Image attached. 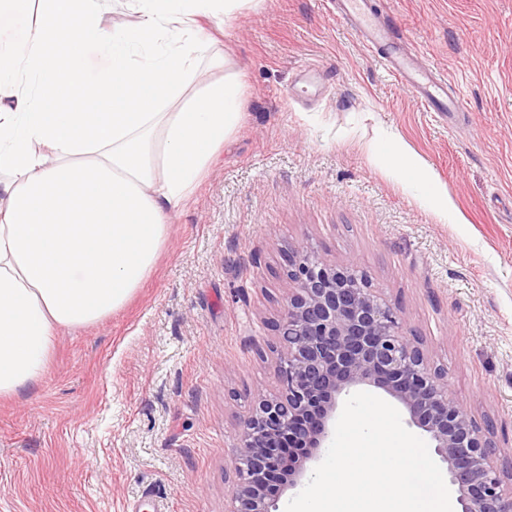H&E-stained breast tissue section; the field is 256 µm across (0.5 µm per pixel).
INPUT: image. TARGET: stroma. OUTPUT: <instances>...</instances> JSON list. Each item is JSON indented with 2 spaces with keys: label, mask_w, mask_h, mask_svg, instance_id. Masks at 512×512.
<instances>
[{
  "label": "stroma",
  "mask_w": 512,
  "mask_h": 512,
  "mask_svg": "<svg viewBox=\"0 0 512 512\" xmlns=\"http://www.w3.org/2000/svg\"><path fill=\"white\" fill-rule=\"evenodd\" d=\"M369 5L462 111L420 105L328 0H250L222 38L244 118L154 269L0 398V512H225L242 422L276 386L291 245L356 259L512 471V0Z\"/></svg>",
  "instance_id": "stroma-1"
}]
</instances>
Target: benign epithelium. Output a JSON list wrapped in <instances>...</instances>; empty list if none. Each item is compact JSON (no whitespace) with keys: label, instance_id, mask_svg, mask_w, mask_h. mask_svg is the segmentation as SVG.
Returning a JSON list of instances; mask_svg holds the SVG:
<instances>
[{"label":"benign epithelium","instance_id":"obj_1","mask_svg":"<svg viewBox=\"0 0 512 512\" xmlns=\"http://www.w3.org/2000/svg\"><path fill=\"white\" fill-rule=\"evenodd\" d=\"M284 308L274 324L278 389L257 397L234 447L226 512H277V486H296L330 441L339 399L382 390L426 433L446 465L458 512H512V484L491 465L492 425L479 427L448 393L429 351L352 261L289 247Z\"/></svg>","mask_w":512,"mask_h":512}]
</instances>
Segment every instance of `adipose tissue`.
Listing matches in <instances>:
<instances>
[{"instance_id":"1","label":"adipose tissue","mask_w":512,"mask_h":512,"mask_svg":"<svg viewBox=\"0 0 512 512\" xmlns=\"http://www.w3.org/2000/svg\"><path fill=\"white\" fill-rule=\"evenodd\" d=\"M248 0H0V397L42 375L62 327L101 321L151 272L243 119L203 27Z\"/></svg>"}]
</instances>
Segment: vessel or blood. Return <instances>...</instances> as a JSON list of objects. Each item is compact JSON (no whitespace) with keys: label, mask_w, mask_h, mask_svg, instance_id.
<instances>
[{"label":"vessel or blood","mask_w":512,"mask_h":512,"mask_svg":"<svg viewBox=\"0 0 512 512\" xmlns=\"http://www.w3.org/2000/svg\"><path fill=\"white\" fill-rule=\"evenodd\" d=\"M340 17L370 50L379 52L384 66L417 102L438 112L461 110L460 96L432 69L415 62L390 26L382 23L368 7L366 0H343Z\"/></svg>","instance_id":"b4317fda"}]
</instances>
